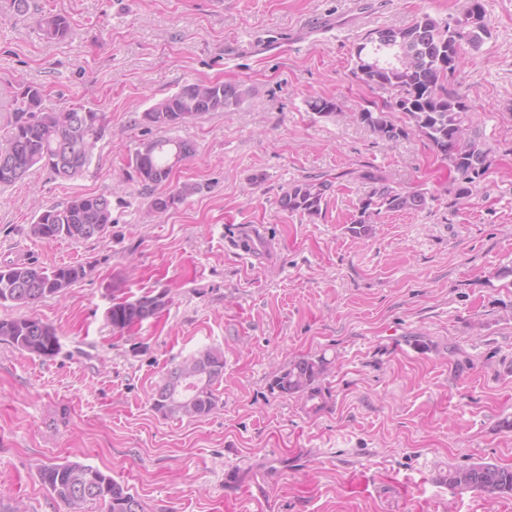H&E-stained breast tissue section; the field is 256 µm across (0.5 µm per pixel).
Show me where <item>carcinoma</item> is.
<instances>
[{"instance_id":"1","label":"carcinoma","mask_w":512,"mask_h":512,"mask_svg":"<svg viewBox=\"0 0 512 512\" xmlns=\"http://www.w3.org/2000/svg\"><path fill=\"white\" fill-rule=\"evenodd\" d=\"M39 26L46 39L63 41L71 33L69 18L60 12L44 14ZM489 35L483 0H468L463 12L451 23H441L428 14L418 17L404 28H384L365 36L354 51L353 73L374 88L387 91L393 98L362 108L360 123L381 140L396 141L415 132L425 138L441 159L458 175L457 199L472 193L471 185L490 169V150L476 137L465 134L464 122L472 104L449 88V75L459 70L465 47L479 46ZM250 89L235 83L198 82L181 86L171 95L154 102L141 113L138 124L162 132L140 144L130 160L137 178L147 187L170 182L171 156L180 160L193 155L194 147L164 132L190 123L211 112H230ZM10 100L13 112L8 129L0 139V153L8 154L0 166V186H10L34 168L49 171L62 180L76 179L88 169L95 149L105 132V113L84 105L47 111L42 107L43 90L34 84L1 85L0 98ZM309 109L321 116L341 111L333 98L316 97L308 101ZM401 112L407 125L395 124L390 113ZM199 190L191 183L177 185L170 192L152 199L154 212H163L186 200ZM328 185L319 182L295 183L285 190L280 207L309 218L322 214ZM425 193L395 192L382 188L368 196L352 233L369 232L373 210H417L425 207ZM112 223V201L104 195H77L63 206L39 210L29 224L31 237L47 243L68 239L85 241L100 237ZM87 274L81 264L51 268L34 264H9L0 267V304L30 307L50 297L62 296L68 288ZM167 305L165 294H146L133 301L112 303L107 320L112 331L124 333L158 315ZM0 342L39 357H53L59 351L54 326L35 317L21 316L0 320ZM201 360L202 372L180 379L170 391L175 377L183 368ZM329 361L324 356H301L288 361L273 375L271 393L297 397L313 412L325 406L322 380ZM224 377V353L218 349L201 350L172 368L155 389L153 409L164 417L196 418L211 413L218 400L214 387ZM41 480L51 495L83 512L87 504H101L105 512H136L143 506L129 488L91 465L65 462L45 466ZM445 483L452 490H484L512 494V467L478 462L448 467Z\"/></svg>"}]
</instances>
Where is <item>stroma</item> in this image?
Returning <instances> with one entry per match:
<instances>
[{
    "instance_id": "stroma-1",
    "label": "stroma",
    "mask_w": 512,
    "mask_h": 512,
    "mask_svg": "<svg viewBox=\"0 0 512 512\" xmlns=\"http://www.w3.org/2000/svg\"><path fill=\"white\" fill-rule=\"evenodd\" d=\"M368 23L329 33L344 0H0V84L43 86V106L81 103L106 115L89 169L71 181L34 170L0 187V265L81 264L64 297L30 314L58 331L59 353L0 343V512H71L42 466L100 468L144 512H512V496L456 492L449 466L512 467V0H484L491 32L466 49L451 80L474 106L465 125L492 165L467 202L456 174L411 133L394 142L356 114L381 93L352 73L368 32L429 14L445 22L467 0H359ZM71 20L55 42L41 12ZM250 87L231 112L172 129L191 158L172 181L197 184L162 213L165 186L143 187L129 165L150 136L136 118L191 82ZM337 99L342 113L310 112ZM325 181L315 218L281 209L289 185ZM425 192L417 211H380L351 232L374 189ZM112 199L100 238L43 243L28 228L43 207L77 195ZM256 225L268 252L227 250L224 227ZM166 293L157 316L113 333V302ZM423 344H414V337ZM205 348L224 353L208 415L165 417L151 395L170 368ZM331 365L326 404L271 394L296 356ZM369 479L348 487L351 472Z\"/></svg>"
}]
</instances>
